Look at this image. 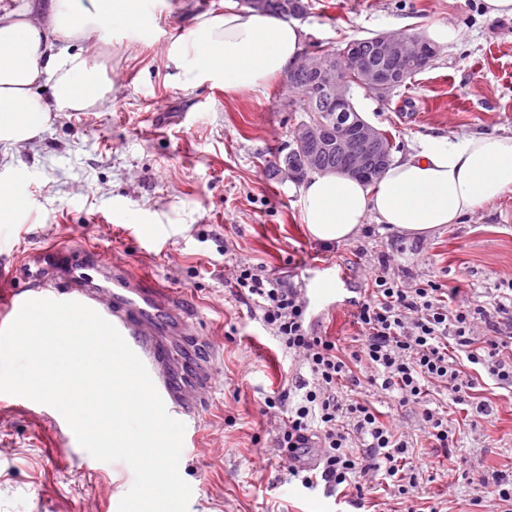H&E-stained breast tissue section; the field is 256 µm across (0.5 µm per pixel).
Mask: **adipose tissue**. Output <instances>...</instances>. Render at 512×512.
Returning a JSON list of instances; mask_svg holds the SVG:
<instances>
[{
	"label": "adipose tissue",
	"mask_w": 512,
	"mask_h": 512,
	"mask_svg": "<svg viewBox=\"0 0 512 512\" xmlns=\"http://www.w3.org/2000/svg\"><path fill=\"white\" fill-rule=\"evenodd\" d=\"M148 2L53 0L43 18L28 8L1 11L0 149L8 153L37 137L58 114L92 112L108 102L113 83L88 47L115 27L139 36ZM74 40L85 50L71 52ZM302 50L295 24L224 0L223 9L197 16L169 43L166 59L183 87L208 81L235 93L263 88ZM510 192L512 132L429 136L371 184L336 172L313 174L300 203L313 239L331 245L351 240L370 219L425 238Z\"/></svg>",
	"instance_id": "adipose-tissue-1"
}]
</instances>
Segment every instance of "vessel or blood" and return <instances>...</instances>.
<instances>
[{
  "mask_svg": "<svg viewBox=\"0 0 512 512\" xmlns=\"http://www.w3.org/2000/svg\"><path fill=\"white\" fill-rule=\"evenodd\" d=\"M22 276L24 287L0 291V329L31 299L82 303L112 323L142 359L168 414L187 425L202 414L214 382V351L172 291L112 266L94 248L42 252ZM342 279L333 271L311 276L307 305H323Z\"/></svg>",
  "mask_w": 512,
  "mask_h": 512,
  "instance_id": "1",
  "label": "vessel or blood"
}]
</instances>
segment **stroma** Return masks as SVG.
I'll list each match as a JSON object with an SVG mask.
<instances>
[{
	"instance_id": "35a3bbf8",
	"label": "stroma",
	"mask_w": 512,
	"mask_h": 512,
	"mask_svg": "<svg viewBox=\"0 0 512 512\" xmlns=\"http://www.w3.org/2000/svg\"><path fill=\"white\" fill-rule=\"evenodd\" d=\"M299 20L305 49L339 47L379 33H427L450 24L459 41L441 43L424 71L388 98L356 90L359 114L389 132L395 153L425 136L512 131V17L489 18L483 0H308ZM223 0H163L154 34L130 40L114 29L98 46L112 74V100L86 114L59 115L38 137L0 161V183L27 177L28 209L12 225L6 265L49 249L95 247L112 263L173 289L199 335L217 350L214 386L179 464L192 488L188 512H481L483 472L512 474V401L482 383L491 416L470 424L462 409L455 448L433 451L417 410L381 404L432 477L402 499L384 479L361 504L321 484L287 481L274 446L279 420L264 400L287 387L297 364L252 315V303L224 280L248 260L282 280L305 284L317 265L343 272L340 300L313 309L320 331L351 337L350 299L362 298L367 272L391 240L405 251L396 275L458 288V301L512 278V192L431 237L375 235L326 247L303 222L300 187L274 174L295 120L283 106L288 85L225 93L172 78L166 43ZM78 442H63L37 407L0 405V512H108L130 490L122 461L90 469Z\"/></svg>"
}]
</instances>
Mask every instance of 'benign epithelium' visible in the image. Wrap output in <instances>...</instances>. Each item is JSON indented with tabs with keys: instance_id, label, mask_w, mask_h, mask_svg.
<instances>
[{
	"instance_id": "1",
	"label": "benign epithelium",
	"mask_w": 512,
	"mask_h": 512,
	"mask_svg": "<svg viewBox=\"0 0 512 512\" xmlns=\"http://www.w3.org/2000/svg\"><path fill=\"white\" fill-rule=\"evenodd\" d=\"M380 53L385 61L381 68H371L364 64L359 50V42L352 41L345 51L336 56L320 51L306 52L297 61V68L313 78L311 85L303 88L302 98L317 91L325 102L336 107L341 122H326L319 117L301 127L296 135L297 144L308 154L307 171L317 170L320 155L331 149L352 154L355 144L376 143L379 130L359 115H351L353 108L349 100V85L346 74L354 71L361 88L378 97L387 96L401 82L403 74L401 60L415 56L428 66L438 49L419 33H380L376 35ZM295 68V69H297ZM295 69L289 68L285 80L292 85L296 82Z\"/></svg>"
}]
</instances>
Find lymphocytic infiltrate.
I'll use <instances>...</instances> for the list:
<instances>
[{
  "label": "lymphocytic infiltrate",
  "instance_id": "f902f5d3",
  "mask_svg": "<svg viewBox=\"0 0 512 512\" xmlns=\"http://www.w3.org/2000/svg\"><path fill=\"white\" fill-rule=\"evenodd\" d=\"M389 254H381L371 272L370 293L354 303L358 334L350 345L312 327L300 289L259 264L241 261L235 271V288L251 300L285 354L299 358L307 371L264 400L266 409L284 414L277 445L285 450L289 476L306 489L321 481L350 488L358 502L371 491L373 475L383 474L405 495L425 469L408 440L383 421L370 394L419 408L431 447L445 451L456 432L448 405L492 412L488 401L472 399L480 376L512 392V279L496 282L488 300L458 305L441 284L396 277ZM434 388L445 391L447 405L431 406ZM311 448L318 451L317 466H301Z\"/></svg>",
  "mask_w": 512,
  "mask_h": 512
}]
</instances>
